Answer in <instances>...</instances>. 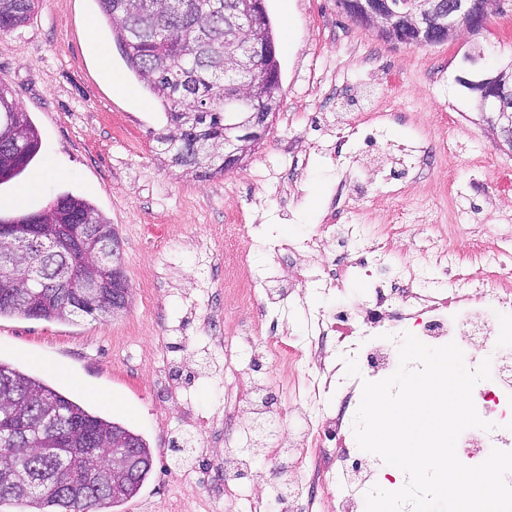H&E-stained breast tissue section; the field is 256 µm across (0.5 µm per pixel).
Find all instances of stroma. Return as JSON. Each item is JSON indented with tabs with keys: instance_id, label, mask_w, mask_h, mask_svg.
I'll return each instance as SVG.
<instances>
[{
	"instance_id": "stroma-1",
	"label": "stroma",
	"mask_w": 512,
	"mask_h": 512,
	"mask_svg": "<svg viewBox=\"0 0 512 512\" xmlns=\"http://www.w3.org/2000/svg\"><path fill=\"white\" fill-rule=\"evenodd\" d=\"M266 7L282 72L278 110L258 148L234 171L207 179L168 163L155 140L164 110L128 68L97 0H39L25 26L0 35V85L28 113L41 142L30 166L0 184V214L38 211L65 193L89 201L120 237L130 288L126 310L96 321L1 318L0 360L147 440L150 477L134 507L121 512H226L211 500L222 493L238 444L220 426L201 433L205 460L190 494L175 477L170 441L186 428L184 410L210 419L234 408L237 383L206 330L215 315L232 327L247 325L255 310L207 293L201 282L230 273L241 245L236 224L254 225L268 245L263 262L275 265V246L315 235L341 187L375 198L368 232L377 235L390 221L381 178L397 170L408 198L431 193L467 208L471 223L512 215V152L462 84L512 65V25L504 17H491L477 36L461 30L449 44L409 46L340 14L336 0H266ZM473 52L477 63L466 62ZM312 75L320 85L310 96ZM375 112L395 115L379 145L351 141L337 164L338 136L371 128ZM448 130L455 139L450 160L436 161L425 179L404 174L407 158ZM215 228L223 261L211 269L198 244ZM168 330L187 339L170 355L171 377L189 385L180 401L153 374Z\"/></svg>"
}]
</instances>
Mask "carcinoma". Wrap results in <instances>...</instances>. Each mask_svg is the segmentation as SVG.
Wrapping results in <instances>:
<instances>
[{"label":"carcinoma","mask_w":512,"mask_h":512,"mask_svg":"<svg viewBox=\"0 0 512 512\" xmlns=\"http://www.w3.org/2000/svg\"><path fill=\"white\" fill-rule=\"evenodd\" d=\"M37 0H0V34L25 25ZM112 22L115 40L129 68L160 102L168 126L158 137L171 159L191 168L197 178L224 171L225 126L243 120L249 108L241 104L232 112L224 105V80L229 76L241 85L252 81L244 66L246 47L262 41L271 47L261 61L267 76L265 92L278 96L281 70L275 33L266 9L254 24L224 26V10L218 0H177L163 7L158 0H97ZM239 61L238 68L224 70V58ZM0 86V180L21 174L40 148L38 131L27 113L9 99ZM64 221L85 225L84 238H67L63 255L53 264L55 286L70 294L79 272L96 268L91 240L104 231L115 237L114 225L106 222L86 200L69 193L58 196L44 209L0 216V226L40 221ZM44 257L33 250L13 252L10 276L16 284L11 297L0 296V318L24 314L27 305H39L45 284L37 270ZM83 315L72 305L42 307L36 318L65 321ZM264 427L254 425V436L245 451L264 455ZM24 448L8 465L10 482L0 480V503L22 504L30 512H68L60 490L52 480L80 485L86 492L88 512L119 507L135 497L152 467L146 441L123 424L94 414L42 379L0 362V448ZM127 451L147 463L128 479L112 473V449Z\"/></svg>","instance_id":"1"}]
</instances>
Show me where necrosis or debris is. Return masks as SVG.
I'll return each mask as SVG.
<instances>
[{
    "instance_id": "4bbe7bcc",
    "label": "necrosis or debris",
    "mask_w": 512,
    "mask_h": 512,
    "mask_svg": "<svg viewBox=\"0 0 512 512\" xmlns=\"http://www.w3.org/2000/svg\"><path fill=\"white\" fill-rule=\"evenodd\" d=\"M336 221L319 225L316 237L282 244L283 263L297 271L287 287L268 288L263 273L244 270L237 288L242 298L255 299L256 285H263L268 304L281 305L307 283L324 294L341 293L348 282L361 278L369 289L361 305L310 317L311 331L302 344L284 343L277 320L260 312L247 332L227 337L223 323L209 324L208 334L224 337V365L234 368L240 354L258 351L276 356L288 373L291 395L273 414L278 420L301 417L300 435L285 434L294 466H301L311 448L320 449L329 466L314 469L313 476L325 487L331 512H360L366 493L375 485L400 489L399 481L382 480L377 462L361 458L355 446L352 405L358 404L359 378L346 373V358L367 364L368 378L391 374L399 364L398 345L403 332L424 336L428 345L455 342L462 348L489 352L491 379L473 389L480 417L493 430L470 428L459 437L457 455L474 466L490 448L512 450V337L501 333L490 307H512V224H468L464 209L452 211L448 220L473 233L479 253L474 266L459 262L448 243L445 226L434 223L430 207H420L414 217L417 229L409 252L395 254L389 239L369 238L350 201L337 207ZM336 237L339 254L326 256L321 237ZM335 394L340 406L328 413L325 402ZM359 468H350L353 459Z\"/></svg>"
}]
</instances>
